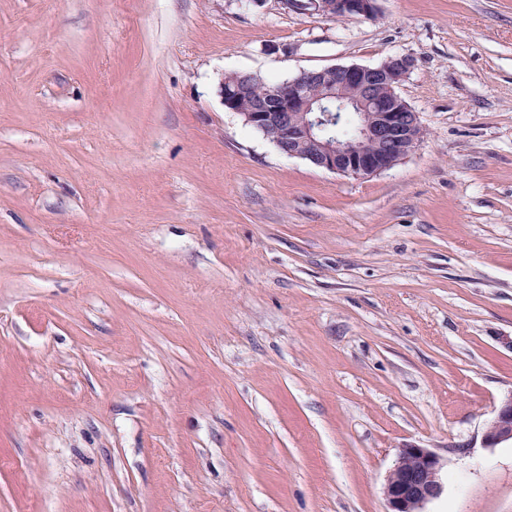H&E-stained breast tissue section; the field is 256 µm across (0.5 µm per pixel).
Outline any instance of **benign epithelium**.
<instances>
[{
    "label": "benign epithelium",
    "mask_w": 512,
    "mask_h": 512,
    "mask_svg": "<svg viewBox=\"0 0 512 512\" xmlns=\"http://www.w3.org/2000/svg\"><path fill=\"white\" fill-rule=\"evenodd\" d=\"M306 4L332 19L372 20L378 14L377 0ZM413 65L411 57L393 55L377 66L334 65L271 83L255 74L227 72L220 94L225 110L281 154L365 179L397 165L423 139L419 113L398 92ZM481 442L487 448L512 445V393L495 407ZM443 466L432 449L402 445L383 489L386 512H424L443 492Z\"/></svg>",
    "instance_id": "benign-epithelium-1"
}]
</instances>
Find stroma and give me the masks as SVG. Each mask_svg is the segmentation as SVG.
Instances as JSON below:
<instances>
[{
  "label": "stroma",
  "instance_id": "1",
  "mask_svg": "<svg viewBox=\"0 0 512 512\" xmlns=\"http://www.w3.org/2000/svg\"><path fill=\"white\" fill-rule=\"evenodd\" d=\"M0 0V512H512V0ZM407 55L425 136L354 179L224 108ZM304 7L314 10L332 19L372 20L378 14V0H305ZM481 442L487 448L512 446V392L495 407L493 417L482 431ZM443 466L442 458L431 448L403 444L384 485L385 512H425L424 506L443 492Z\"/></svg>",
  "mask_w": 512,
  "mask_h": 512
}]
</instances>
